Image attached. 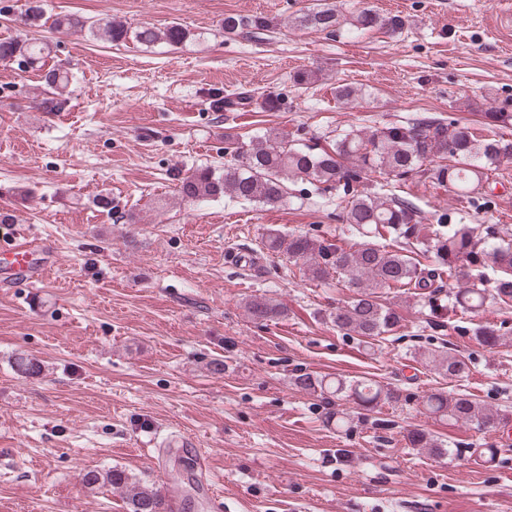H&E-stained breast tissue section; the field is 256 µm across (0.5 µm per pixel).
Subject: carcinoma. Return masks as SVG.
Listing matches in <instances>:
<instances>
[{
    "label": "carcinoma",
    "mask_w": 512,
    "mask_h": 512,
    "mask_svg": "<svg viewBox=\"0 0 512 512\" xmlns=\"http://www.w3.org/2000/svg\"><path fill=\"white\" fill-rule=\"evenodd\" d=\"M296 25L316 31L334 32L340 27L336 6L317 3L296 18ZM358 30H389L399 33L406 26L404 17L381 15L363 9L352 20ZM58 31L86 32L103 35L114 44L134 40L147 47L163 42L170 46L187 41L189 32L181 25L155 30L150 27L133 29L109 18L84 19L63 15L53 21ZM271 27V21L260 15L229 14L224 16V34L261 35ZM48 44L36 39L0 40V61L15 58L29 66L43 62ZM70 81L68 73L58 69L45 75L49 96L42 98L40 108L56 112L60 102L57 90ZM286 106L279 94L263 95L259 107L264 112H280ZM484 125L476 129L456 120L442 118L416 119L411 122L383 127L350 128L336 134L329 147L302 144L286 135L274 138L254 136L241 142L227 133L231 159L219 171L205 166L178 178V194L184 200L201 202L229 196L262 206H275L291 196V186L306 182L316 190L334 189L340 199L342 220L349 231L358 236L352 245L332 243L327 239L307 235H285L269 229L264 246L272 252H283L294 263H302L315 280L331 276L356 289L351 301L329 314L330 322L346 336H359L379 342L394 334L402 317L386 302L377 289L403 291L430 290L429 316L442 320L448 311L476 313L486 304L487 297L497 303L512 306V240L497 237L492 247L483 246L482 238L471 224H452L446 230L422 223L415 205L407 198L389 194L383 186L372 183L376 174L404 180L419 174L444 189L448 204L439 206L437 221L441 224L455 213L460 200L468 198L476 204L485 199L481 189L506 158H512V140H506L496 129L512 126V112L507 106L483 113ZM433 259L434 267L422 266L418 256ZM490 257L499 269L493 294L476 284L448 292V302H439L435 282L470 280L473 268L485 264ZM249 313L262 321H275L285 316L287 309L266 296H255L247 303ZM478 342L495 346L500 340L498 329L481 326L474 332ZM439 373L448 380L466 376L467 363L450 353H427ZM296 385L312 392L329 391L351 399L359 408L370 411L379 404L397 406L402 393L370 378L327 380L308 373L296 377ZM425 410L436 417L471 425L481 431L507 424L509 416L491 410L466 394L436 391L428 394ZM413 448H426L436 456H447L442 447L425 431L413 429L406 435ZM88 486L104 485L123 488L129 477L119 469L104 473L89 471L84 475ZM131 486V485H129ZM160 491L148 485L131 486L128 512H161Z\"/></svg>",
    "instance_id": "cac0c4a2"
}]
</instances>
